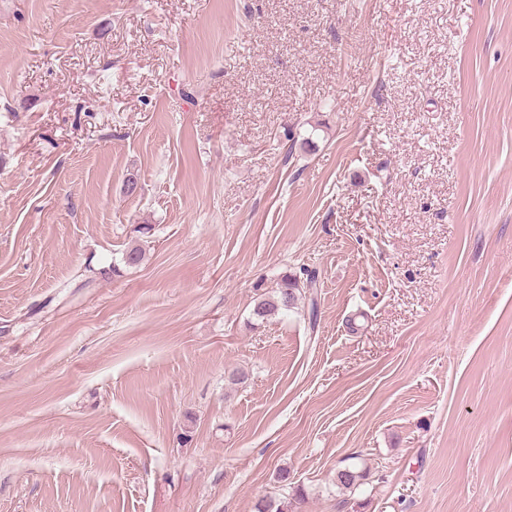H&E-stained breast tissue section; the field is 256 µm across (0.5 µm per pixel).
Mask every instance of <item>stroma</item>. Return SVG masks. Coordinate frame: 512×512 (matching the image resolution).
<instances>
[{
  "instance_id": "1",
  "label": "stroma",
  "mask_w": 512,
  "mask_h": 512,
  "mask_svg": "<svg viewBox=\"0 0 512 512\" xmlns=\"http://www.w3.org/2000/svg\"><path fill=\"white\" fill-rule=\"evenodd\" d=\"M283 490L512 512V0H0V512ZM318 282V271L307 266L300 267L299 275L296 273L282 276L276 288L260 294L256 299L254 316L264 320L272 315L292 311L300 299L309 297V323L314 327L318 317Z\"/></svg>"
}]
</instances>
